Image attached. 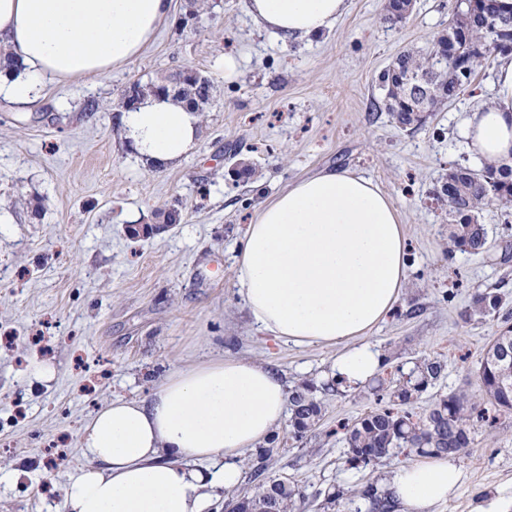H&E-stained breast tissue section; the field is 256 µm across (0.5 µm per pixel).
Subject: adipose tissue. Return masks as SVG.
Returning a JSON list of instances; mask_svg holds the SVG:
<instances>
[{"label": "adipose tissue", "instance_id": "obj_1", "mask_svg": "<svg viewBox=\"0 0 512 512\" xmlns=\"http://www.w3.org/2000/svg\"><path fill=\"white\" fill-rule=\"evenodd\" d=\"M253 20L282 41L332 29L347 0H245ZM173 13V0H0V45L15 64L0 94L29 105L44 83L105 77L137 59ZM494 104L467 125L476 157L512 154V61L496 71ZM120 134L142 160L179 163L201 133L199 112L146 95L122 113ZM405 235L389 195L349 170L296 180L248 224L236 256L238 294L253 325L298 347L338 348L337 381L356 387L382 355L363 339L407 282ZM286 388L264 364L225 356L169 376L147 399H116L85 425L91 463L71 477L65 512H206L215 490L237 487L244 450L283 416ZM463 473L450 456L400 468L385 491L400 512H442Z\"/></svg>", "mask_w": 512, "mask_h": 512}]
</instances>
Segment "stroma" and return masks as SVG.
I'll return each instance as SVG.
<instances>
[{
	"label": "stroma",
	"instance_id": "1",
	"mask_svg": "<svg viewBox=\"0 0 512 512\" xmlns=\"http://www.w3.org/2000/svg\"><path fill=\"white\" fill-rule=\"evenodd\" d=\"M386 0H350L322 35L291 43L260 28L243 0H209L198 22L173 20L141 56L105 78L48 86L26 107L0 96V512H63L68 483L89 464L80 435L91 416L121 398L153 394L170 375L230 353L272 365L287 388L313 383L322 419L303 441L288 419L276 427L266 474L298 484L301 512H366L367 501L337 487L382 484L410 456L391 454L371 469L349 467L338 428L373 410L371 384L331 386L336 351L274 340L252 324L237 293L234 255L253 215L300 178L326 168L372 179L398 208L408 245V279L396 310L367 343L386 372L441 360L442 378L413 404L425 415L439 396L483 395L479 368L488 344L512 316V224L481 212L488 249L448 250V215L431 200L450 167L479 168L463 136L476 107L494 98V68L474 91L427 122L400 129L385 112L380 73L448 26V0H414L401 25L382 24ZM192 67L215 98L194 149L174 167L144 164L119 137L113 107L133 82ZM96 111H87L88 103ZM247 164L253 178L234 171ZM183 203L181 220L147 237L127 225ZM495 291L502 313H472L476 293ZM55 370L51 381L34 364ZM26 415L16 418V405ZM67 460L43 463L59 435ZM456 461L464 480L445 512H473L512 486V415L475 427Z\"/></svg>",
	"mask_w": 512,
	"mask_h": 512
}]
</instances>
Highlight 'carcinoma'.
<instances>
[{
	"label": "carcinoma",
	"instance_id": "1",
	"mask_svg": "<svg viewBox=\"0 0 512 512\" xmlns=\"http://www.w3.org/2000/svg\"><path fill=\"white\" fill-rule=\"evenodd\" d=\"M408 0H389L381 20L395 25L407 18ZM448 27L465 48L481 47L486 52L472 55L469 70L457 73L446 61L448 48L445 36L439 35L429 46L414 53L402 52L396 61L379 75V88L384 91L382 101H373L372 107L392 114L403 128L423 125L440 105L458 97L474 82L476 72L501 56L499 42L512 41V11H502L498 4L475 11L465 0H449ZM172 90V95L187 105L204 110L214 99L215 86L203 77L195 91L185 92L171 84L170 77L158 83H136L138 96L156 92L161 87ZM432 198L452 219L449 240L462 252L478 255L486 250L487 238L472 227L480 218L482 209L495 204L512 216V163L509 161L483 162L477 170L454 167L446 181L432 192ZM503 302L498 294L478 293L475 304L481 314L494 313ZM497 349H488L480 367L486 398L475 402L456 392L442 395L424 417L413 419L398 406L410 403L436 380L442 365L437 361L415 364L414 378L405 383L377 386L379 408L361 417L353 424H342L344 440L351 454L350 463L365 468L398 449L408 454H437L458 456L470 444L471 428L476 422L488 420L490 413L512 411V356L502 360L498 351L512 352V326L504 324L496 337ZM290 426L294 438L301 440L321 419V404L313 396L312 386L303 382L294 387L289 397ZM264 466L258 465L251 476L258 486L247 495L248 503L242 512H298L305 494L293 482L263 478ZM363 497L369 502V512H391L393 504L377 495L367 485Z\"/></svg>",
	"mask_w": 512,
	"mask_h": 512
}]
</instances>
